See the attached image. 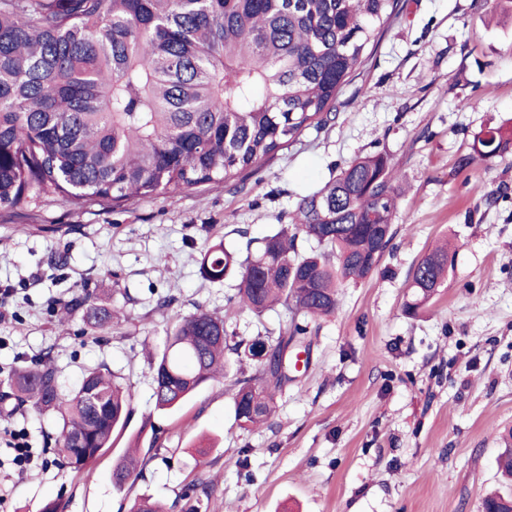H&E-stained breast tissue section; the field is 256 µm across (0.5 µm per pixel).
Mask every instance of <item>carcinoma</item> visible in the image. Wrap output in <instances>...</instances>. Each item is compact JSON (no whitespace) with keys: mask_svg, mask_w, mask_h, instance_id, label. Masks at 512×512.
<instances>
[{"mask_svg":"<svg viewBox=\"0 0 512 512\" xmlns=\"http://www.w3.org/2000/svg\"><path fill=\"white\" fill-rule=\"evenodd\" d=\"M402 11V0H0V210L41 196L120 206L233 180L305 130L323 129ZM511 145V125L482 130L458 165ZM396 182L387 155L358 157L302 196L291 222L256 247L247 240L245 254L222 240L205 246L203 277H237L227 310L260 318L280 307L288 320L276 339L249 341L203 309L170 321L153 366L155 409L181 408L226 375L233 354L258 363L256 375L235 382V422L265 424L288 381L278 357L306 342L307 319L335 313L338 288L378 271L394 237ZM300 238L314 246L299 250ZM447 273L448 248L435 247L414 265L409 287L426 301ZM64 309L61 327L77 312L102 336L121 325L120 311L97 305L87 289ZM262 351L271 357L259 359ZM7 387L0 409L15 400L53 423V451L74 471L112 447L132 413V386L105 366L67 391L45 356L14 369ZM502 442L498 470L512 481V430ZM138 466L135 450L119 458L114 488L135 481ZM209 490L203 477L190 481L187 512H198ZM482 508L512 512V496L490 493ZM130 512L167 509L143 496Z\"/></svg>","mask_w":512,"mask_h":512,"instance_id":"obj_1","label":"carcinoma"}]
</instances>
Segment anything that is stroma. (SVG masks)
I'll return each mask as SVG.
<instances>
[{
  "label": "stroma",
  "instance_id": "obj_1",
  "mask_svg": "<svg viewBox=\"0 0 512 512\" xmlns=\"http://www.w3.org/2000/svg\"><path fill=\"white\" fill-rule=\"evenodd\" d=\"M510 121L512 13L501 0H405L326 127L236 180L114 208L44 197L0 211V381L48 354L65 388L104 365L135 393L121 436L79 472L56 460L48 422L0 418V512L57 498L66 512H128L140 496L185 512L183 488L201 474L214 484L200 512H481L502 486L499 435L512 428V149L458 161L481 129ZM377 152L403 189L392 248L373 278L341 288L335 314L311 322L270 422L234 421V382L253 363L158 413L151 357L168 322L223 312L235 285L202 277L204 245L264 238L301 195ZM447 238L448 278L408 317L410 272ZM86 288L122 308L118 334L82 336L78 318L58 327L51 304ZM165 296L171 306L158 309ZM148 419L159 440L140 445V476L116 491L113 466ZM19 431L35 451L21 472L2 442Z\"/></svg>",
  "mask_w": 512,
  "mask_h": 512
}]
</instances>
